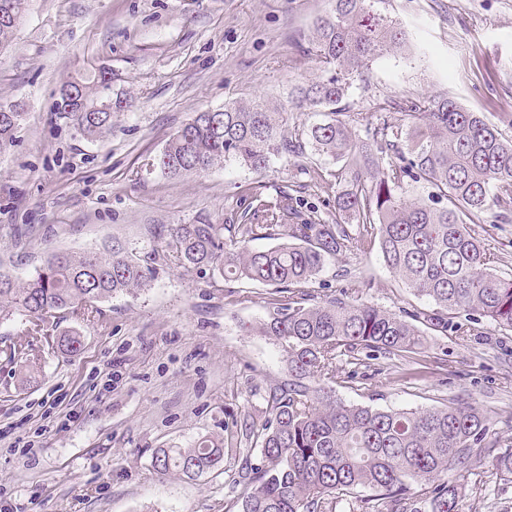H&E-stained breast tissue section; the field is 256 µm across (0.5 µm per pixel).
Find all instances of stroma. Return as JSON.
<instances>
[{"label":"stroma","mask_w":512,"mask_h":512,"mask_svg":"<svg viewBox=\"0 0 512 512\" xmlns=\"http://www.w3.org/2000/svg\"><path fill=\"white\" fill-rule=\"evenodd\" d=\"M329 0H28L0 49V104L25 115L0 151V273L24 281L54 252L102 251L122 242L154 267L144 291L98 302V315L64 312L31 338L37 364L4 349L26 328L0 318V512H238L235 477L244 423L262 424L270 384L288 378L281 349L255 325L273 287L227 282L215 271L161 258L168 225L221 222L240 188L264 198L286 190L336 215V183L313 187L309 157L286 155L256 173L218 166L170 179L148 168L194 113L238 99H282L315 77L296 40ZM416 50L376 59L349 102L362 118L376 102L447 94L497 119L512 102V0H382ZM112 74L102 100L125 111L90 139L54 114L60 87ZM370 281L363 302L395 311L431 302L398 283L379 253L329 261L315 297L338 295L347 276ZM76 332L77 352L45 335ZM348 403L432 408L460 397L512 441V332L482 317L464 334L425 332L412 357L362 359ZM224 446L218 469L196 480L153 465L161 448L200 437ZM460 512H512V484L489 460L464 473Z\"/></svg>","instance_id":"stroma-1"}]
</instances>
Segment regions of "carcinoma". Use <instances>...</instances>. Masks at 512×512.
Wrapping results in <instances>:
<instances>
[{"instance_id": "obj_1", "label": "carcinoma", "mask_w": 512, "mask_h": 512, "mask_svg": "<svg viewBox=\"0 0 512 512\" xmlns=\"http://www.w3.org/2000/svg\"><path fill=\"white\" fill-rule=\"evenodd\" d=\"M380 2L331 0L300 43L316 65L314 78L278 103L235 100L193 117L151 163L171 179L229 162L260 173L285 154L309 150L311 182L336 181L331 222L303 213L282 191L273 201L237 199L222 224H171L164 238V257L187 269L275 288L270 315L254 331L281 346L288 380L269 388L264 423L244 428L259 457L238 470L246 489L239 512H459L458 478L481 455L512 482V443L491 438L487 416L469 401L386 410L336 395L335 385L354 380L340 362L410 353L424 327L463 334L456 318L464 314L512 331V273L473 229L512 223V139L441 94L379 102L376 120L360 124L348 102L353 82L374 60L411 50L404 27L378 10ZM26 7L27 0H0V47ZM109 82L104 74L94 84L69 82L77 97L70 111L57 106L55 114L88 138L101 136L112 113L92 111L93 93ZM19 109L0 105V150L13 143ZM295 111L316 120H299ZM256 240L275 245L254 250ZM375 248L395 280L434 309L396 313L365 303L359 294L367 283L355 274L340 296L315 299L310 284L329 260ZM151 278L152 269L119 245L105 255L52 253L27 281L0 274V314L38 327L142 290ZM52 342L67 352L81 346L73 332ZM223 458L224 449L202 437L189 448L158 450L153 463L164 475L194 479Z\"/></svg>"}]
</instances>
